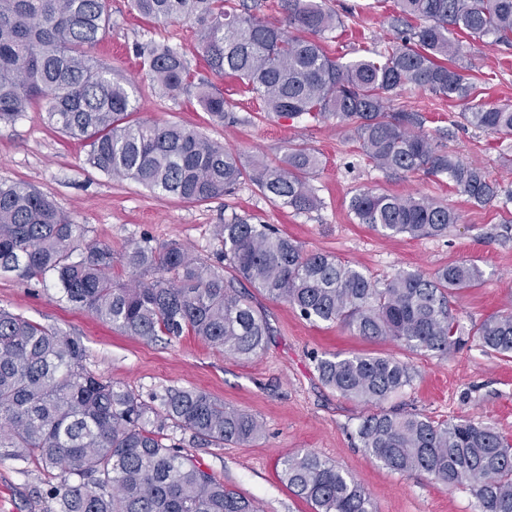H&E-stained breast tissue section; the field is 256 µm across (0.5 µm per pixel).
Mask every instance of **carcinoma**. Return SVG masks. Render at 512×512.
I'll use <instances>...</instances> for the list:
<instances>
[{
  "mask_svg": "<svg viewBox=\"0 0 512 512\" xmlns=\"http://www.w3.org/2000/svg\"><path fill=\"white\" fill-rule=\"evenodd\" d=\"M128 2L148 21L197 24L208 69L241 80L267 114L334 119L355 132L378 169L445 174L477 204L499 195L482 168L461 162L422 130L421 113L395 111L390 102L407 85L425 88L465 102L464 125L512 137V105L482 101L453 37L512 43V0H397L398 41L349 62L325 51L322 39L341 20L318 0H280L283 24L261 17L258 0ZM108 20L105 0H0V123L41 101L50 124L82 141L87 163L109 177L190 203L222 198L247 180L275 204L297 211L317 205L309 179L321 161L309 148L294 145L277 163L249 162L193 127L131 119L139 111L137 88L84 51ZM136 55L154 88L191 96L224 121V93L194 79L177 51L150 43ZM350 210L384 236H445L457 223L447 206L411 195L362 192ZM86 233L35 186L0 182V273L20 281L52 276L63 299L129 336L152 341L190 332L251 360L270 336L252 287L309 321L339 323L364 339L446 358L470 337L486 352L512 357V311L489 316L466 337L459 329L454 294L482 280L470 261L432 275L399 270L379 285L248 218L215 225L222 244L215 263L177 242L150 239L119 255L109 244L91 243L76 258ZM117 262L130 272L128 281L112 278ZM316 370L327 387L372 408L355 435L375 461L401 475L466 485L480 512H512V439L494 425L385 407L413 381L411 368L390 356L325 354ZM170 430L207 447L244 445L264 434L256 416L194 388L170 389L153 406L88 370L80 340L0 308V448L56 473L47 491L51 512H257L170 443ZM281 477L313 512H375L362 484L314 451L285 457Z\"/></svg>",
  "mask_w": 512,
  "mask_h": 512,
  "instance_id": "carcinoma-1",
  "label": "carcinoma"
}]
</instances>
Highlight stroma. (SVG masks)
I'll use <instances>...</instances> for the list:
<instances>
[{"instance_id": "1", "label": "stroma", "mask_w": 512, "mask_h": 512, "mask_svg": "<svg viewBox=\"0 0 512 512\" xmlns=\"http://www.w3.org/2000/svg\"><path fill=\"white\" fill-rule=\"evenodd\" d=\"M323 5L344 21L323 42L328 54L341 61L371 56L396 38L394 0H323ZM106 8L110 25L88 52L137 81L141 118L195 127L249 160L278 161L289 146L305 145L321 160L311 179L318 206L296 211L272 203L249 182L224 198L187 203L130 179L110 178L85 164L82 143L52 128L39 104L0 126V181L38 187L87 225V242L110 244L117 254L149 238L184 244L197 258L211 262L221 250L215 226L244 217L274 225L305 251L335 255L380 283L402 269L430 274L455 261L476 263L483 272L480 284L455 297L463 330L512 309V171L504 167L505 158L512 157V138L463 128L462 103L412 85L391 101L394 109L423 113L425 132L498 182L499 196L481 206L461 196L446 175L388 174L375 168L362 155L354 132L335 121L306 114L291 119L263 115L236 78L209 74L229 103L224 122L216 123L186 96L160 95L143 81L136 56L142 44L165 45L181 53L192 70L208 74L197 54L196 26L145 21L130 11L127 0H106ZM455 39L484 102L512 103V46H490L462 33ZM367 190L434 200L452 209L457 222L444 237L378 234L357 223L349 208L352 196ZM254 302L269 322L268 347L254 359L238 360L192 335L153 342L124 335L62 299L52 281L22 282L0 273V306L79 339L87 349L86 366L96 374L121 382L148 402L169 389L193 387L257 416L266 434L256 442L221 448L188 445L184 451L225 486L252 499L260 512H312L281 479L283 459L303 449L350 472L377 512H478L468 487L448 488L420 474H396L360 448L355 430L367 406L325 387L314 359L327 353L375 354L406 362L415 378L394 397V404L436 421L491 423L511 438L512 360L484 352L474 342L439 359L395 341L361 339L336 324L310 322L287 303L259 293ZM50 482L35 461L0 455V512H46Z\"/></svg>"}]
</instances>
